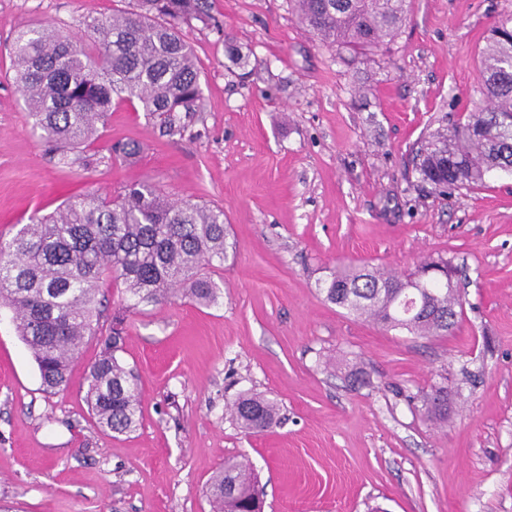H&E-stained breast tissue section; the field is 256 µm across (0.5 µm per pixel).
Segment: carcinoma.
Here are the masks:
<instances>
[{
  "instance_id": "cac0c4a2",
  "label": "carcinoma",
  "mask_w": 512,
  "mask_h": 512,
  "mask_svg": "<svg viewBox=\"0 0 512 512\" xmlns=\"http://www.w3.org/2000/svg\"><path fill=\"white\" fill-rule=\"evenodd\" d=\"M319 40L356 56L394 41L407 20V0H291ZM209 0H137V10L90 17L84 36L52 29L20 30L13 66L33 129L49 151L84 167L112 163L85 148L99 137L112 102L136 101L170 137L183 136L201 111L200 74L183 26L210 19ZM476 92L484 106L421 145L416 171L439 190L480 187L486 174L512 166V16L499 20L481 53ZM224 210L173 201L149 182L117 196L89 193L33 214L15 235L0 238V306L12 311L17 333L37 364L45 391L68 384V369L86 339L101 337L102 355L90 368L86 397L101 428L115 434L139 424L141 400L131 373L117 358L122 332L104 336L98 294L106 281L133 300L156 307L176 298L219 303L214 275L224 267ZM445 261L425 260L410 273L344 268L323 288L325 299L384 330L445 336L456 328L462 303L436 280L405 285ZM435 418L448 417V387L427 398ZM276 401L243 395L232 404L241 428L269 431ZM207 493L215 512H261L256 475L245 460L229 459Z\"/></svg>"
}]
</instances>
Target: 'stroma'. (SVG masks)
<instances>
[{"label": "stroma", "instance_id": "obj_1", "mask_svg": "<svg viewBox=\"0 0 512 512\" xmlns=\"http://www.w3.org/2000/svg\"><path fill=\"white\" fill-rule=\"evenodd\" d=\"M210 3L216 25L184 29L203 89L184 136L113 103L89 153L138 152L86 169L33 133L12 42L80 32L135 0H0V237L88 189L144 181L222 208L228 233L217 305L132 310L102 288L100 324L121 319L118 357L141 394L131 433L103 432L88 408L97 339L49 394L0 310V512H212L207 485L233 456L251 461L264 512H512V172L442 195L412 164L421 139L478 107L480 52L512 0H410L396 40L349 61L290 0ZM429 257L459 269L463 315L448 336L385 331L319 291L339 268L401 273ZM355 365L369 379L356 390ZM438 386L444 422L424 406ZM244 393L278 402L273 429L232 418Z\"/></svg>", "mask_w": 512, "mask_h": 512}]
</instances>
